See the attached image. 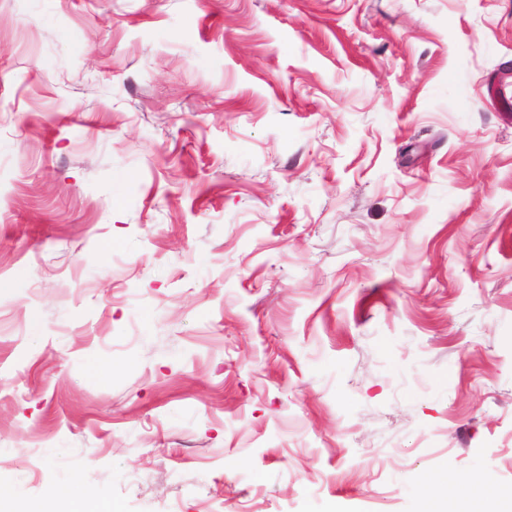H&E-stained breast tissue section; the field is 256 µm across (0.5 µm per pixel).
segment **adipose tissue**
I'll return each mask as SVG.
<instances>
[{
	"mask_svg": "<svg viewBox=\"0 0 512 512\" xmlns=\"http://www.w3.org/2000/svg\"><path fill=\"white\" fill-rule=\"evenodd\" d=\"M451 483L460 485L465 491L457 507H450L447 500L434 493L427 497L424 512H490L494 505L501 512H512V489L497 485L486 475L458 477L441 471L429 481L434 489ZM53 506L56 512H123L110 498L83 486L60 490Z\"/></svg>",
	"mask_w": 512,
	"mask_h": 512,
	"instance_id": "1",
	"label": "adipose tissue"
}]
</instances>
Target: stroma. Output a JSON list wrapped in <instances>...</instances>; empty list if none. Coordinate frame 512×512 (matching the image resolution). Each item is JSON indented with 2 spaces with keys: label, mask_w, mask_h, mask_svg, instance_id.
Returning a JSON list of instances; mask_svg holds the SVG:
<instances>
[{
  "label": "stroma",
  "mask_w": 512,
  "mask_h": 512,
  "mask_svg": "<svg viewBox=\"0 0 512 512\" xmlns=\"http://www.w3.org/2000/svg\"><path fill=\"white\" fill-rule=\"evenodd\" d=\"M507 99L512 0H0V480L512 487Z\"/></svg>",
  "instance_id": "obj_1"
}]
</instances>
